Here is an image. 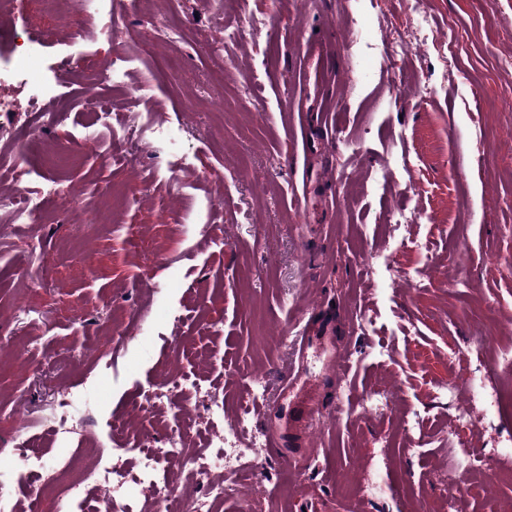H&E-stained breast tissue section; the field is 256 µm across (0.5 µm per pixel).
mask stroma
Returning a JSON list of instances; mask_svg holds the SVG:
<instances>
[{
	"label": "stroma",
	"mask_w": 512,
	"mask_h": 512,
	"mask_svg": "<svg viewBox=\"0 0 512 512\" xmlns=\"http://www.w3.org/2000/svg\"><path fill=\"white\" fill-rule=\"evenodd\" d=\"M434 41L390 56L379 51L374 78L353 80L364 62L354 28L373 27L379 44L410 21L402 0H104L122 14L116 33L102 34L83 0L68 20L41 0H17L18 17L0 42V192L15 183L59 199H79L57 216L14 224L0 214V445L19 444L16 417L49 458L89 466V444L111 442L109 424L131 411L140 386L177 366L188 381L223 389L227 405L245 400L251 368L272 391L288 370L287 330L307 323L310 305L333 319L349 374L326 384L325 359L309 374L323 383L320 420L312 434L317 458L290 465L267 448L268 429L253 422L263 448L250 474L260 490L240 494L228 484L208 512H271L280 491L282 512H297L303 493L322 512H434L439 477L456 472L462 446L486 455L500 481L465 500L460 512H502L512 502V456H497L512 434V416L495 412L472 429L454 425L444 388L466 394L459 369L483 337L496 335L512 356V0H423ZM265 22L253 31L252 18ZM172 25L176 39L160 31ZM32 68L21 76L15 53L28 33ZM466 51L459 75L439 65L440 38ZM324 43L333 75L318 89L299 85L298 42ZM138 50L123 88L62 81L71 66H111L123 48ZM46 93L36 109L29 80ZM435 86L428 98L418 81ZM149 85L163 119L182 123L180 169L165 153L136 150L111 157L107 142L140 105ZM69 101L72 111L42 129L49 145L73 162L49 168L17 154L10 130L38 125L41 112ZM111 103L104 142L83 154V103ZM335 105L333 123L320 114ZM410 155L412 172L393 164ZM416 216L414 245L397 248L379 226L388 213ZM211 225L209 235L198 228ZM388 252L400 270L425 266L419 282L403 281L379 294L363 260ZM96 260L87 264L85 253ZM468 268L454 283L456 262ZM375 324L359 331L355 311ZM140 313L144 336L111 359L113 321ZM399 384L392 412L365 417L359 404L373 387ZM99 397L76 433L53 438L38 422L62 389ZM420 413V429L405 432L404 414ZM376 479L399 487L396 497L364 490Z\"/></svg>",
	"instance_id": "35a3bbf8"
}]
</instances>
